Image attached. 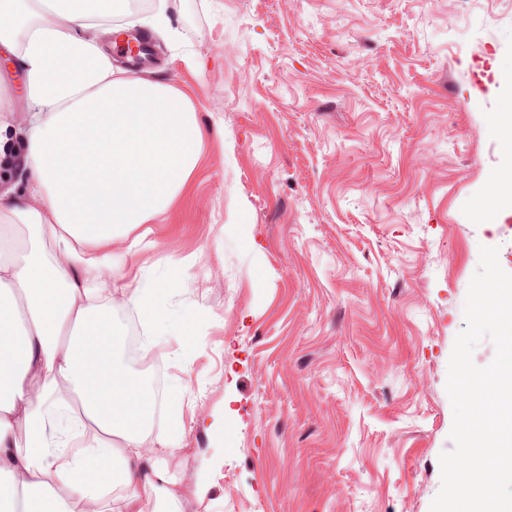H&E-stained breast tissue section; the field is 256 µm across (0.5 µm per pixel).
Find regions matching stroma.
I'll list each match as a JSON object with an SVG mask.
<instances>
[{"label":"stroma","instance_id":"1","mask_svg":"<svg viewBox=\"0 0 512 512\" xmlns=\"http://www.w3.org/2000/svg\"><path fill=\"white\" fill-rule=\"evenodd\" d=\"M166 18L152 76L189 97L204 150L150 246L111 249L132 285L183 270L144 431L172 505L430 512L480 247L512 272V0H166Z\"/></svg>","mask_w":512,"mask_h":512}]
</instances>
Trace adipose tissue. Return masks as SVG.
Instances as JSON below:
<instances>
[{
	"mask_svg": "<svg viewBox=\"0 0 512 512\" xmlns=\"http://www.w3.org/2000/svg\"><path fill=\"white\" fill-rule=\"evenodd\" d=\"M0 0V55L10 58L31 117L0 160L20 163L22 193H0V512H75L113 481L128 512H157L167 480L143 451L152 402L115 353L127 336L112 315L131 305L164 332L172 278L102 287L116 240L166 214L203 147L198 114L176 87L114 69L93 27L157 30L161 6L131 0ZM23 438H16V431Z\"/></svg>",
	"mask_w": 512,
	"mask_h": 512,
	"instance_id": "obj_1",
	"label": "adipose tissue"
}]
</instances>
